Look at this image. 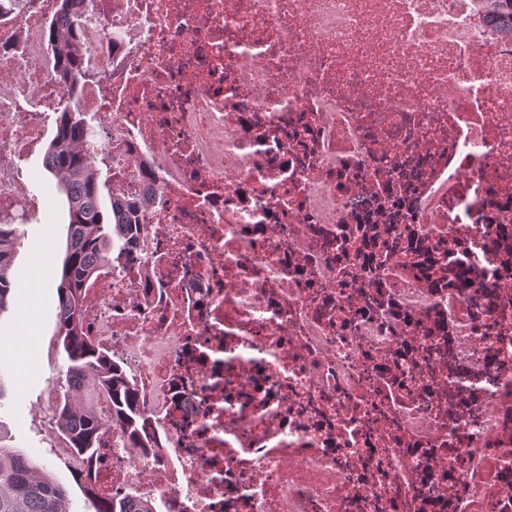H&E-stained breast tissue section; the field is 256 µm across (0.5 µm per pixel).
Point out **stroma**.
Masks as SVG:
<instances>
[{
	"label": "stroma",
	"mask_w": 512,
	"mask_h": 512,
	"mask_svg": "<svg viewBox=\"0 0 512 512\" xmlns=\"http://www.w3.org/2000/svg\"><path fill=\"white\" fill-rule=\"evenodd\" d=\"M26 167L30 189L43 199L44 217L23 227L25 237L13 266V300L9 310L0 314V377L8 388L6 398L0 402V427L14 436L31 460L47 466L51 463L49 451L30 429L28 413L47 387L57 386L58 371L65 360L60 357L55 363L29 369L24 357L15 352L23 334L16 318L20 307L34 302L38 305L37 320L25 334L37 341L55 331L56 285L66 253L67 201L44 169L41 157H32ZM40 242L47 243V251H37Z\"/></svg>",
	"instance_id": "obj_1"
}]
</instances>
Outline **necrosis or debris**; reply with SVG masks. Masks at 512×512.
I'll list each match as a JSON object with an SVG mask.
<instances>
[{
    "mask_svg": "<svg viewBox=\"0 0 512 512\" xmlns=\"http://www.w3.org/2000/svg\"><path fill=\"white\" fill-rule=\"evenodd\" d=\"M479 0H88L84 143L137 208L85 283L154 512H512V36ZM61 0H0V223L65 110Z\"/></svg>",
    "mask_w": 512,
    "mask_h": 512,
    "instance_id": "1",
    "label": "necrosis or debris"
}]
</instances>
